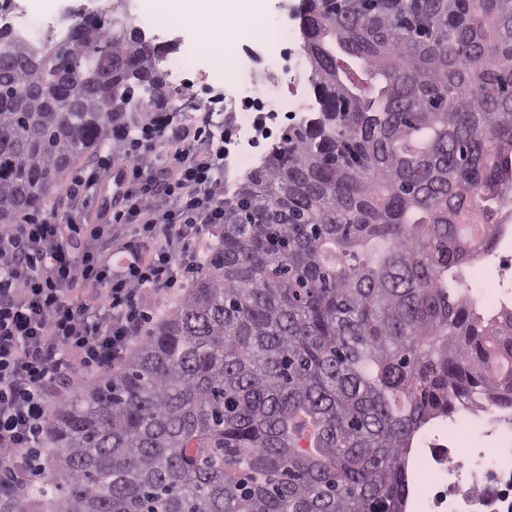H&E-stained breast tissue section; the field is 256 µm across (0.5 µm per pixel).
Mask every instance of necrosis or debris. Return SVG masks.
Instances as JSON below:
<instances>
[{"instance_id":"4bbe7bcc","label":"necrosis or debris","mask_w":512,"mask_h":512,"mask_svg":"<svg viewBox=\"0 0 512 512\" xmlns=\"http://www.w3.org/2000/svg\"><path fill=\"white\" fill-rule=\"evenodd\" d=\"M224 72V109L232 127L227 180L253 164L251 148L269 118L306 111L299 85L282 86L243 57L229 58ZM492 247L473 242L465 284L474 307L512 313V198L496 218ZM413 490L405 512H512V407L464 409L438 416L414 435L407 460Z\"/></svg>"}]
</instances>
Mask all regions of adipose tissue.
Returning a JSON list of instances; mask_svg holds the SVG:
<instances>
[{
  "label": "adipose tissue",
  "mask_w": 512,
  "mask_h": 512,
  "mask_svg": "<svg viewBox=\"0 0 512 512\" xmlns=\"http://www.w3.org/2000/svg\"><path fill=\"white\" fill-rule=\"evenodd\" d=\"M156 14L194 30L221 29L219 55L247 37L264 19L262 0H153Z\"/></svg>",
  "instance_id": "adipose-tissue-1"
}]
</instances>
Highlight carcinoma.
I'll list each match as a JSON object with an SVG mask.
<instances>
[{
    "mask_svg": "<svg viewBox=\"0 0 512 512\" xmlns=\"http://www.w3.org/2000/svg\"><path fill=\"white\" fill-rule=\"evenodd\" d=\"M314 115L224 190L203 274L52 404L21 512H404L432 417L512 406V314L463 281L512 193V0H300ZM140 27H0V225L172 98ZM76 61L66 79L65 59Z\"/></svg>",
    "mask_w": 512,
    "mask_h": 512,
    "instance_id": "obj_1",
    "label": "carcinoma"
}]
</instances>
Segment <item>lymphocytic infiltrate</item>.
Masks as SVG:
<instances>
[{"mask_svg": "<svg viewBox=\"0 0 512 512\" xmlns=\"http://www.w3.org/2000/svg\"><path fill=\"white\" fill-rule=\"evenodd\" d=\"M137 128L71 179L56 219L0 225V512L46 468L52 401L125 358L154 296L187 286L224 221L223 136L178 109Z\"/></svg>", "mask_w": 512, "mask_h": 512, "instance_id": "lymphocytic-infiltrate-1", "label": "lymphocytic infiltrate"}]
</instances>
